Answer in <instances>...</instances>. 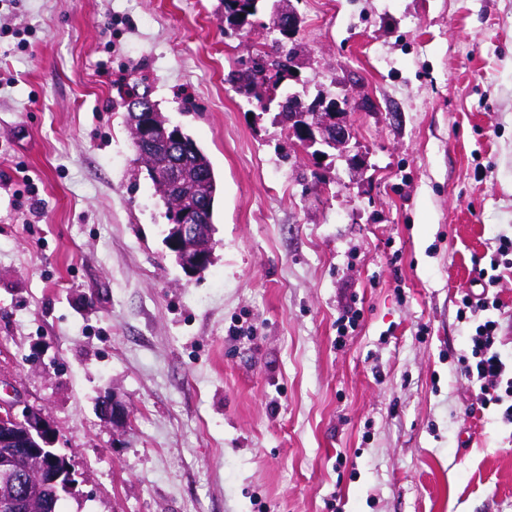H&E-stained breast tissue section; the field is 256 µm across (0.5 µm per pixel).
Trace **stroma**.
I'll return each mask as SVG.
<instances>
[{
  "mask_svg": "<svg viewBox=\"0 0 512 512\" xmlns=\"http://www.w3.org/2000/svg\"><path fill=\"white\" fill-rule=\"evenodd\" d=\"M297 9L292 86L347 99L348 154L247 102L231 76L272 38L225 37L220 0H0V400L51 419L62 512H512L457 318L496 267L512 354V0ZM133 89L220 183L202 276L163 245Z\"/></svg>",
  "mask_w": 512,
  "mask_h": 512,
  "instance_id": "1",
  "label": "stroma"
}]
</instances>
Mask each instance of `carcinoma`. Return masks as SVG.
I'll return each mask as SVG.
<instances>
[{
    "mask_svg": "<svg viewBox=\"0 0 512 512\" xmlns=\"http://www.w3.org/2000/svg\"><path fill=\"white\" fill-rule=\"evenodd\" d=\"M290 11H296L292 0H224V36L231 37L251 19L265 16L268 28L284 46L282 54H257L247 66L232 74L239 90L262 102L265 110L272 105L280 110L282 103H297L305 96L303 91H286L298 47L294 36L276 29V20L288 19ZM123 107L130 131H135L144 112L154 128L152 143L146 147L136 144L134 148L165 209L168 224L164 240L172 237L178 209L193 206L203 212L208 234L190 243L189 250L214 252V201L219 185L210 159L180 126L171 123L149 93L129 97L123 101Z\"/></svg>",
    "mask_w": 512,
    "mask_h": 512,
    "instance_id": "carcinoma-1",
    "label": "carcinoma"
}]
</instances>
